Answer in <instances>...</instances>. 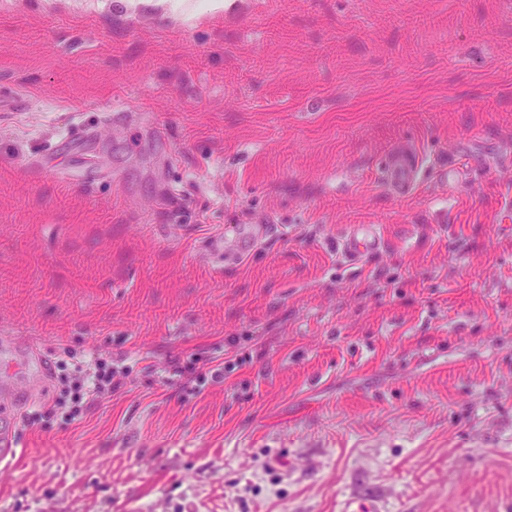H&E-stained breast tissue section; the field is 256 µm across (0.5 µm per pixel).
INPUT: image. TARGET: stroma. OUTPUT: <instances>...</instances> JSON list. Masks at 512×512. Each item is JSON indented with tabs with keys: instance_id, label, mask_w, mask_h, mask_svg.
Masks as SVG:
<instances>
[{
	"instance_id": "stroma-1",
	"label": "stroma",
	"mask_w": 512,
	"mask_h": 512,
	"mask_svg": "<svg viewBox=\"0 0 512 512\" xmlns=\"http://www.w3.org/2000/svg\"><path fill=\"white\" fill-rule=\"evenodd\" d=\"M511 209L512 0H0V512H512ZM421 167L422 159L414 149L394 154L385 168L386 183L396 195L406 197L415 190ZM381 245V237L374 230L373 224H361L345 240L343 247L351 255H357L361 251L378 249ZM93 367V372H88L84 378L83 384L76 382L75 390L81 391L85 387L86 398L89 401H94L100 398L106 392L112 391L113 380L115 372L111 366L106 364V361L101 356H96L91 364L90 369Z\"/></svg>"
}]
</instances>
